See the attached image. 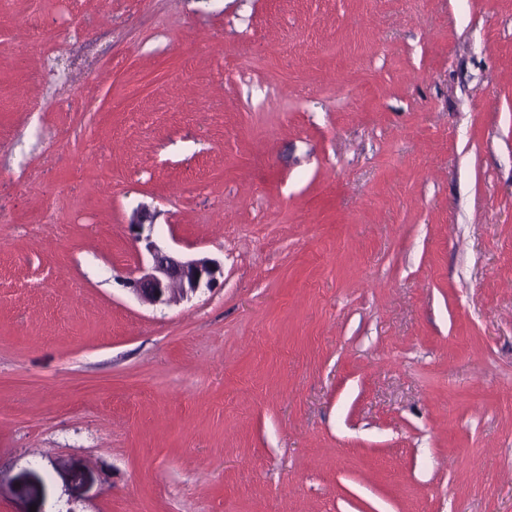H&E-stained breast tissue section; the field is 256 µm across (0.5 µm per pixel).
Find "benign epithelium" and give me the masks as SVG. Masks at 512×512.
<instances>
[{
    "mask_svg": "<svg viewBox=\"0 0 512 512\" xmlns=\"http://www.w3.org/2000/svg\"><path fill=\"white\" fill-rule=\"evenodd\" d=\"M144 222L137 220L133 226L139 229L135 242L143 244L151 257L149 265L142 268V274L126 282L128 288L138 298L160 305L168 302V293L178 286L181 295L192 298L198 292L211 289L217 283V276L223 274L220 264L208 257L182 258L160 247L151 235H142Z\"/></svg>",
    "mask_w": 512,
    "mask_h": 512,
    "instance_id": "obj_1",
    "label": "benign epithelium"
}]
</instances>
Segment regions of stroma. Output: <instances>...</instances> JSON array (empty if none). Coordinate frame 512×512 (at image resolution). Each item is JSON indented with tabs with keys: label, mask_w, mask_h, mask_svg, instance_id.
<instances>
[{
	"label": "stroma",
	"mask_w": 512,
	"mask_h": 512,
	"mask_svg": "<svg viewBox=\"0 0 512 512\" xmlns=\"http://www.w3.org/2000/svg\"><path fill=\"white\" fill-rule=\"evenodd\" d=\"M0 512H512V0H0ZM131 225L139 231L135 235L136 243L143 247L151 257L149 265L142 268V274L125 283L135 296L153 305L168 302V293L178 286L182 297L192 298L198 292L211 289L217 283V276L223 274L220 264L208 257L182 258L165 251L151 237L141 233L143 219Z\"/></svg>",
	"instance_id": "stroma-1"
}]
</instances>
